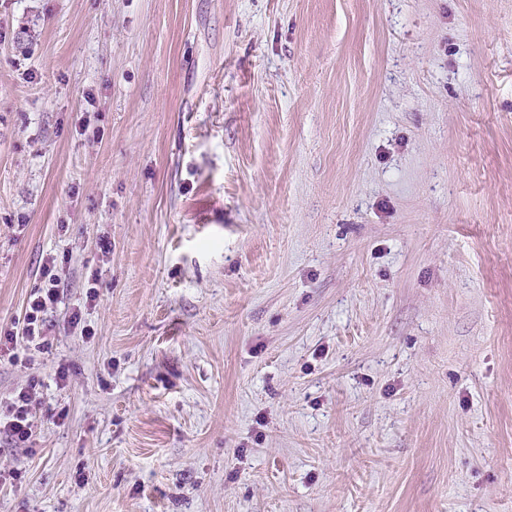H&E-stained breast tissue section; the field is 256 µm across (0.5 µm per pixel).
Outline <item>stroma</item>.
Segmentation results:
<instances>
[{
    "mask_svg": "<svg viewBox=\"0 0 512 512\" xmlns=\"http://www.w3.org/2000/svg\"><path fill=\"white\" fill-rule=\"evenodd\" d=\"M50 261L0 512H512V0H0ZM35 386L21 389L11 404L7 406L8 414L2 427L0 420V433L3 432L16 443H24L32 435L31 413L35 401Z\"/></svg>",
    "mask_w": 512,
    "mask_h": 512,
    "instance_id": "35a3bbf8",
    "label": "stroma"
}]
</instances>
